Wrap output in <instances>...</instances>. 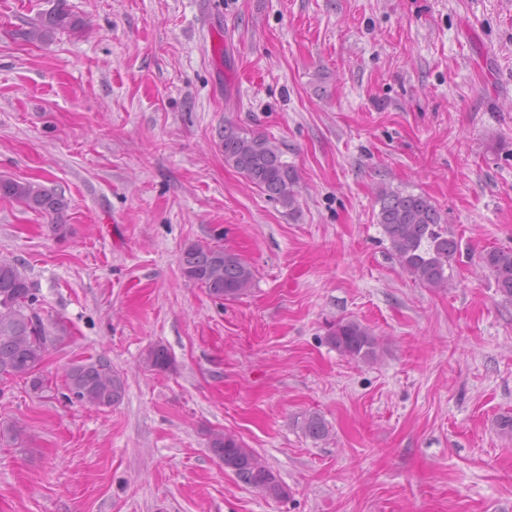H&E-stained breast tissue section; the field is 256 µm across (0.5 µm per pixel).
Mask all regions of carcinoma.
I'll use <instances>...</instances> for the list:
<instances>
[{
    "instance_id": "obj_1",
    "label": "carcinoma",
    "mask_w": 512,
    "mask_h": 512,
    "mask_svg": "<svg viewBox=\"0 0 512 512\" xmlns=\"http://www.w3.org/2000/svg\"><path fill=\"white\" fill-rule=\"evenodd\" d=\"M75 25L70 13L57 9L43 22L12 31V36L27 43L48 44L57 34ZM222 145L224 161L246 180L285 205L295 204L297 170L283 160L282 152L268 136L227 124ZM0 195L55 219L67 207L62 195L31 181L0 179ZM377 201L378 224L404 271L423 285L448 287V268L458 246L442 232L437 206L427 196L390 187L378 191ZM179 262L183 276L218 301L239 298L251 288L255 277L253 267L239 254L220 246L190 244L182 251ZM481 262L499 293L512 300V248L492 249L481 256ZM67 338L68 330L63 323L42 318L35 288L18 267L0 260V384L21 381L35 394L50 389L41 367L48 346L63 344ZM328 342L337 351L361 360L373 358L378 347L369 328L351 319L333 324L328 331ZM141 362L155 372L174 368V360L162 344L145 349ZM64 382L67 390L64 398L96 408L116 405L125 393L124 379L102 356L72 363L66 369ZM301 429L313 438L328 433L323 419L314 413L301 415ZM209 447L224 467L244 483L277 500L288 497L287 488L272 468L237 436L216 432L209 439Z\"/></svg>"
}]
</instances>
